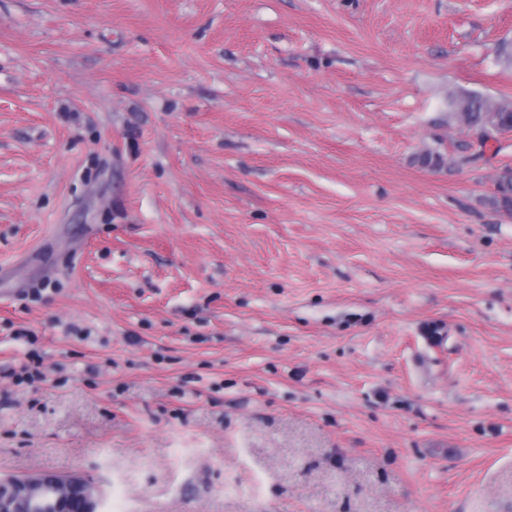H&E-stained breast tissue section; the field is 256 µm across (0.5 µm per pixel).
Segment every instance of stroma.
<instances>
[{
  "label": "stroma",
  "mask_w": 512,
  "mask_h": 512,
  "mask_svg": "<svg viewBox=\"0 0 512 512\" xmlns=\"http://www.w3.org/2000/svg\"><path fill=\"white\" fill-rule=\"evenodd\" d=\"M504 47L512 0H0V475L512 512V130L448 109ZM27 362L22 363L19 372L16 374V383H32L36 379H42L43 373L41 371L43 365V358L36 350H31L27 353Z\"/></svg>",
  "instance_id": "stroma-1"
}]
</instances>
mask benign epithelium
Segmentation results:
<instances>
[{"mask_svg": "<svg viewBox=\"0 0 512 512\" xmlns=\"http://www.w3.org/2000/svg\"><path fill=\"white\" fill-rule=\"evenodd\" d=\"M98 487L79 474L0 477V512H99Z\"/></svg>", "mask_w": 512, "mask_h": 512, "instance_id": "obj_1", "label": "benign epithelium"}]
</instances>
